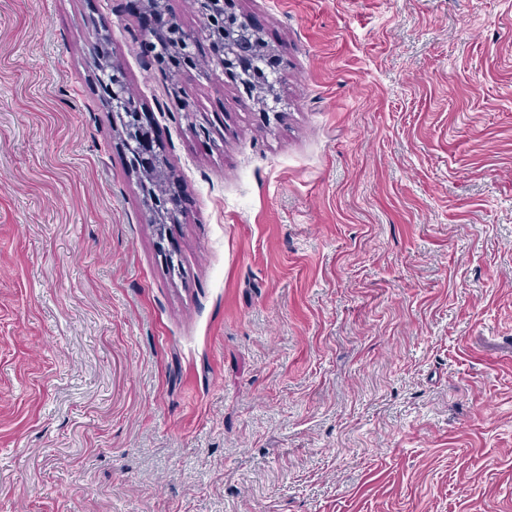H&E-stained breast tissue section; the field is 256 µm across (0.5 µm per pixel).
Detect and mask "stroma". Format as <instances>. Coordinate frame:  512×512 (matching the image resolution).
I'll return each instance as SVG.
<instances>
[{
    "label": "stroma",
    "instance_id": "obj_1",
    "mask_svg": "<svg viewBox=\"0 0 512 512\" xmlns=\"http://www.w3.org/2000/svg\"><path fill=\"white\" fill-rule=\"evenodd\" d=\"M123 3L0 0V512H512V0H235L275 116ZM99 79L106 89L112 117L119 114L124 120L130 115L144 118L141 104L128 92L125 73L117 60H110L105 70L100 71ZM131 137H125V150L128 157L129 165L135 172H141V152L142 145L146 136V130L141 128L139 124L131 128ZM145 192L150 220L161 233L165 231L166 224L175 221L176 214L180 207V199L179 197H173L170 192L169 184L165 186L163 192L153 190L147 185L145 186Z\"/></svg>",
    "mask_w": 512,
    "mask_h": 512
}]
</instances>
